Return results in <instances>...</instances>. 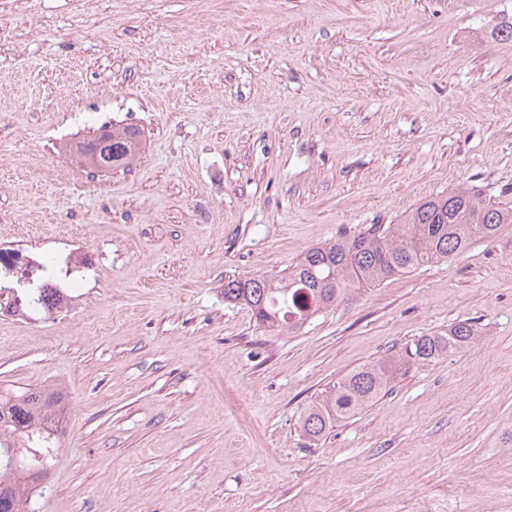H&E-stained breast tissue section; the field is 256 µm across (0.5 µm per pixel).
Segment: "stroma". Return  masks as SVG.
<instances>
[{"instance_id":"stroma-1","label":"stroma","mask_w":512,"mask_h":512,"mask_svg":"<svg viewBox=\"0 0 512 512\" xmlns=\"http://www.w3.org/2000/svg\"><path fill=\"white\" fill-rule=\"evenodd\" d=\"M511 21L512 0H0V232L97 251L76 315L0 321V391L64 396L36 512H512V225L289 332L224 300L429 196L512 205ZM112 122L141 149L92 173L76 143ZM463 320L473 348L303 436L338 379Z\"/></svg>"}]
</instances>
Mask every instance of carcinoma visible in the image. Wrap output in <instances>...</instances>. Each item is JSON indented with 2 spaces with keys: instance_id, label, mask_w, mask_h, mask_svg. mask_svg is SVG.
<instances>
[{
  "instance_id": "1",
  "label": "carcinoma",
  "mask_w": 512,
  "mask_h": 512,
  "mask_svg": "<svg viewBox=\"0 0 512 512\" xmlns=\"http://www.w3.org/2000/svg\"><path fill=\"white\" fill-rule=\"evenodd\" d=\"M139 144L137 128H112L113 167H126ZM507 224H512V206L470 189H455L421 201L401 224H372L333 244L310 248L282 276L229 278L224 301L247 306L265 330L297 328L363 288L493 239ZM478 336L470 321H460L346 374L306 408L300 418L303 435L319 439L378 401L401 372L460 353ZM61 402L59 393L41 389L0 394V512H31V498H22L21 484L27 482L30 467L51 466L56 453L51 429Z\"/></svg>"
}]
</instances>
